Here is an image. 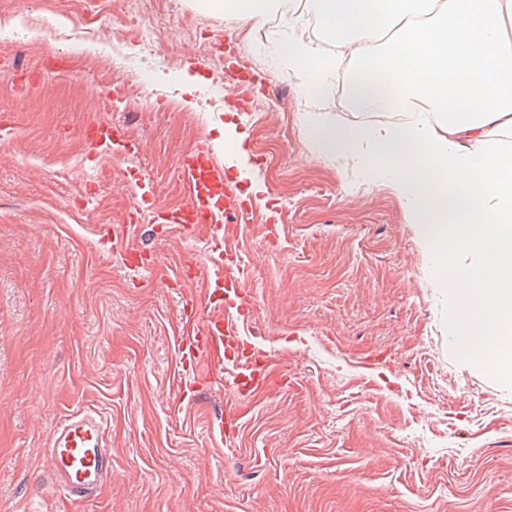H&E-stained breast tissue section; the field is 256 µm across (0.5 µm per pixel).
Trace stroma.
Listing matches in <instances>:
<instances>
[{"mask_svg":"<svg viewBox=\"0 0 512 512\" xmlns=\"http://www.w3.org/2000/svg\"><path fill=\"white\" fill-rule=\"evenodd\" d=\"M40 36L0 42V512H512V387L452 352L445 300L391 189L319 156L299 121L298 80L260 28L198 0L134 16L113 0H0ZM142 24L152 57L83 54V32ZM268 82L225 112L224 54ZM147 73L143 94L129 87ZM124 96L102 110L98 87ZM207 105L197 112L186 97ZM123 124L143 152L116 165L82 128ZM245 133L257 223L235 248L253 314L242 336L277 360L272 388L240 397L202 359L181 395L177 338L208 294L209 230L141 220L155 269H129L104 228L129 221L139 181L186 204L181 155L218 130ZM200 277L189 295L171 280ZM108 418L112 474L65 496L46 440L64 414Z\"/></svg>","mask_w":512,"mask_h":512,"instance_id":"35a3bbf8","label":"stroma"}]
</instances>
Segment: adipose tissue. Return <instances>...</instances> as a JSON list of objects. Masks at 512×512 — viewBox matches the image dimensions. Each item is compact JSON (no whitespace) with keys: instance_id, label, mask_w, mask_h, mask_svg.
Returning <instances> with one entry per match:
<instances>
[{"instance_id":"1","label":"adipose tissue","mask_w":512,"mask_h":512,"mask_svg":"<svg viewBox=\"0 0 512 512\" xmlns=\"http://www.w3.org/2000/svg\"><path fill=\"white\" fill-rule=\"evenodd\" d=\"M258 24L284 17L271 54L299 78L318 153L388 185L448 304L457 355L512 386V0H308L309 36L286 0H200ZM355 70L353 108L395 121L344 124L319 93Z\"/></svg>"}]
</instances>
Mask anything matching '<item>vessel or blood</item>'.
<instances>
[{"instance_id": "obj_1", "label": "vessel or blood", "mask_w": 512, "mask_h": 512, "mask_svg": "<svg viewBox=\"0 0 512 512\" xmlns=\"http://www.w3.org/2000/svg\"><path fill=\"white\" fill-rule=\"evenodd\" d=\"M93 141L97 148L121 154H137L141 148L121 124L102 121L95 125ZM180 178L188 195L187 203L177 209L154 204L153 190L143 183L135 196L136 206H149L153 219L177 225L185 230L194 224L212 230L213 272L209 281L212 303L228 304L227 312L206 315L189 328L178 341L179 360L191 368L199 356L211 355L224 365L240 396L259 389L273 375L275 364L265 360L256 364L250 359L252 346L241 336L238 322L252 313L246 293V275L240 270L238 253L226 244L237 234L248 210L224 178V165L215 150L205 144L183 153ZM114 242L135 269H150L153 260L131 238L129 227L115 231ZM107 420L89 408L64 415L50 432L46 458L52 477L65 495L79 499L94 496L112 472V451L107 440Z\"/></svg>"}]
</instances>
